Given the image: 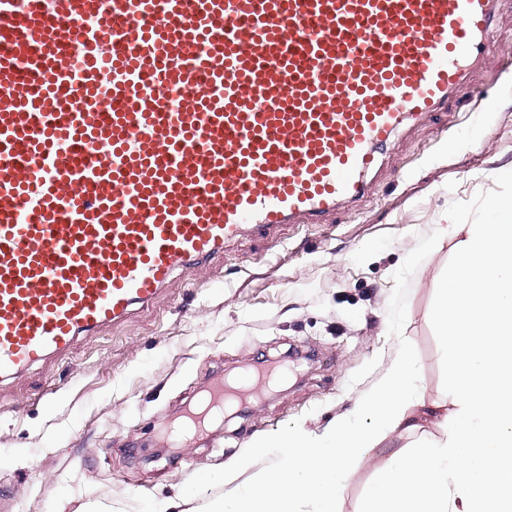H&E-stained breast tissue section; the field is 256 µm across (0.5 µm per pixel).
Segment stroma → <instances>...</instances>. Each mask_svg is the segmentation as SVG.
I'll use <instances>...</instances> for the list:
<instances>
[{
	"mask_svg": "<svg viewBox=\"0 0 512 512\" xmlns=\"http://www.w3.org/2000/svg\"><path fill=\"white\" fill-rule=\"evenodd\" d=\"M512 0H500L481 66L460 101L392 143L370 194L324 224H289L229 243L176 274L158 301L80 339L0 387V512H147L179 502L199 471L223 473L254 441L291 428L319 433L351 413L402 347L415 353V399L450 407L451 371L435 320L458 239L512 193ZM501 107L473 123L485 94ZM288 379L207 433L155 456L161 430L215 377L257 356ZM430 422L391 433L353 467L336 512H360L390 454L436 435Z\"/></svg>",
	"mask_w": 512,
	"mask_h": 512,
	"instance_id": "35a3bbf8",
	"label": "stroma"
}]
</instances>
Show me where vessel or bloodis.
<instances>
[{
	"instance_id": "obj_1",
	"label": "vessel or blood",
	"mask_w": 512,
	"mask_h": 512,
	"mask_svg": "<svg viewBox=\"0 0 512 512\" xmlns=\"http://www.w3.org/2000/svg\"><path fill=\"white\" fill-rule=\"evenodd\" d=\"M498 3L0 0V384L226 243L368 195L381 151L466 89ZM270 379L214 378L171 435Z\"/></svg>"
}]
</instances>
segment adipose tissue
I'll use <instances>...</instances> for the list:
<instances>
[{"mask_svg": "<svg viewBox=\"0 0 512 512\" xmlns=\"http://www.w3.org/2000/svg\"><path fill=\"white\" fill-rule=\"evenodd\" d=\"M455 263L440 290L436 320L451 365L452 411L415 403L416 363L404 350L356 409L321 433L293 428L255 442L251 457H271L258 477L211 499L210 474L191 481L183 502L201 512H335L357 459L394 430L425 420L440 439L395 452L362 512H512V195L494 198L480 224L455 227Z\"/></svg>", "mask_w": 512, "mask_h": 512, "instance_id": "1", "label": "adipose tissue"}]
</instances>
